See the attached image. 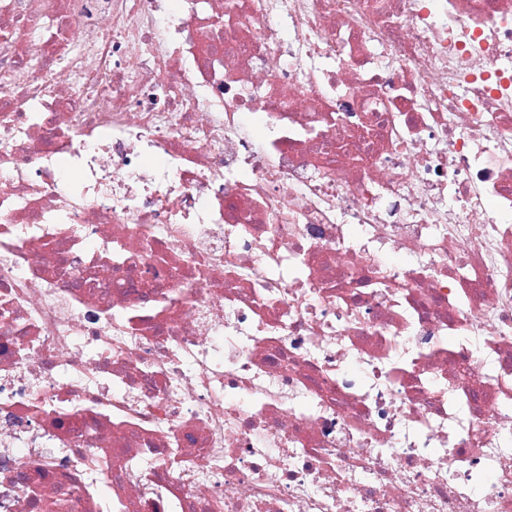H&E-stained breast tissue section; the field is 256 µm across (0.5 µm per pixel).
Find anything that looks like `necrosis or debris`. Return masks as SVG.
I'll return each instance as SVG.
<instances>
[{"label": "necrosis or debris", "mask_w": 512, "mask_h": 512, "mask_svg": "<svg viewBox=\"0 0 512 512\" xmlns=\"http://www.w3.org/2000/svg\"><path fill=\"white\" fill-rule=\"evenodd\" d=\"M0 512H512V0H0Z\"/></svg>", "instance_id": "necrosis-or-debris-1"}]
</instances>
